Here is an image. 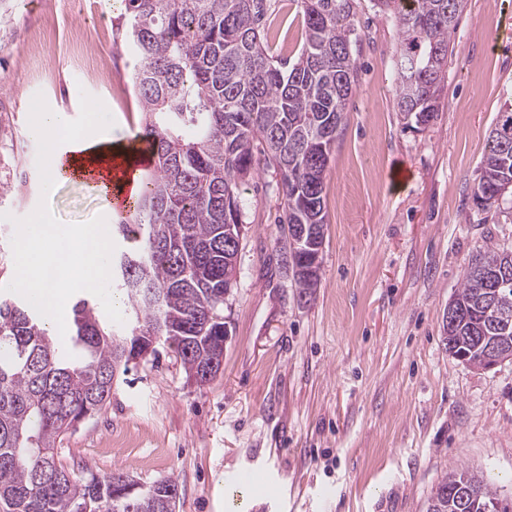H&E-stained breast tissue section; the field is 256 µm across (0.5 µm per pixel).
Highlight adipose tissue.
Segmentation results:
<instances>
[{
    "instance_id": "adipose-tissue-1",
    "label": "adipose tissue",
    "mask_w": 512,
    "mask_h": 512,
    "mask_svg": "<svg viewBox=\"0 0 512 512\" xmlns=\"http://www.w3.org/2000/svg\"><path fill=\"white\" fill-rule=\"evenodd\" d=\"M34 129L47 139L54 155L53 166L43 175L46 194H54L59 182L85 183L103 196L112 193V180L98 177L94 167L100 157L117 156L123 164L135 162L140 154L135 146L96 133L76 134L63 113L37 114ZM110 235L106 224L73 228L39 216L36 223L18 232L19 260L16 282L31 305L44 314L49 326L58 327V314L72 288L95 293L108 274L105 242Z\"/></svg>"
}]
</instances>
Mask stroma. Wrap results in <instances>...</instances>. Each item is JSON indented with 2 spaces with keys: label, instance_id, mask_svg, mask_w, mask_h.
Segmentation results:
<instances>
[{
  "label": "stroma",
  "instance_id": "stroma-1",
  "mask_svg": "<svg viewBox=\"0 0 512 512\" xmlns=\"http://www.w3.org/2000/svg\"><path fill=\"white\" fill-rule=\"evenodd\" d=\"M358 86L324 180L320 283L300 297L279 257V177L243 188L246 234L224 303L222 372L189 385L159 348L112 388L107 406L56 448L71 472H121L179 484L177 512H226L242 472L241 512H424L446 468L466 466L512 498V363L471 368L444 344L448 301L470 256L512 248V217L476 211L487 136L512 103V0H466L451 37L440 107L405 128L393 97L400 34L371 0H353ZM121 0H0V293L16 292L19 225L109 224L80 183L44 198L52 163L37 112L73 130L132 139L144 114L133 57L117 32ZM269 53L302 46L297 0H271ZM404 176L394 182L393 169Z\"/></svg>",
  "mask_w": 512,
  "mask_h": 512
}]
</instances>
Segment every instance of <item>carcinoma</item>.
<instances>
[{"instance_id":"1","label":"carcinoma","mask_w":512,"mask_h":512,"mask_svg":"<svg viewBox=\"0 0 512 512\" xmlns=\"http://www.w3.org/2000/svg\"><path fill=\"white\" fill-rule=\"evenodd\" d=\"M121 31L138 59L134 94L145 112L132 143L154 159L127 216L113 273L126 321L102 323L86 295L71 305L58 343L20 296L0 297V508L4 512H173L166 478L130 491L120 474L78 477L56 458L64 434L101 411L132 359L164 344L186 375L224 356V227L243 223L241 187L263 167L280 174L278 223L325 226L324 178L346 103L356 90L351 0H300L304 39L292 62L273 59L270 0H122ZM400 32L393 97L408 126L428 124L448 69L465 0H373ZM472 200L501 209L512 191V109L498 114ZM286 277L308 296V253L282 246ZM512 297V249L484 248L468 262L444 325L471 365L492 341L512 347V320L494 316L491 290ZM425 512H512V500L465 466L446 470Z\"/></svg>"}]
</instances>
